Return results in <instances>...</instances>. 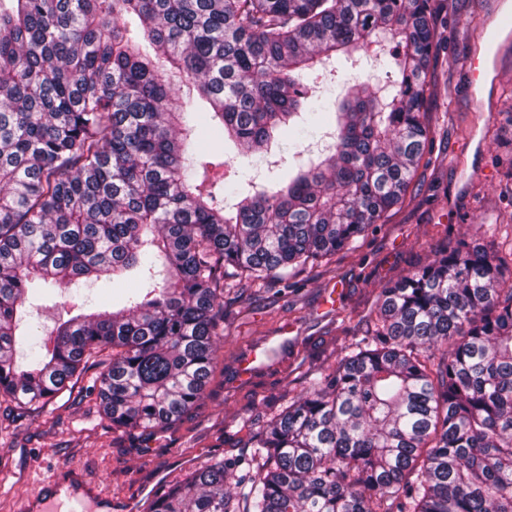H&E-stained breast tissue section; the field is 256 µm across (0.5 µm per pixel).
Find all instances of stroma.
Returning <instances> with one entry per match:
<instances>
[{
	"label": "stroma",
	"mask_w": 512,
	"mask_h": 512,
	"mask_svg": "<svg viewBox=\"0 0 512 512\" xmlns=\"http://www.w3.org/2000/svg\"><path fill=\"white\" fill-rule=\"evenodd\" d=\"M506 11L512 0H437L433 21L442 37L424 104L432 134L403 204L355 250L338 251L288 284L252 287L228 307L204 396L180 419L150 439L111 431L84 391L88 375L36 413L1 403L0 512H23L65 468L106 494L94 512H146L158 489L203 460L237 454L280 398L298 396L312 373L335 364L359 338L383 287L457 239L481 238L486 225L512 235V40L478 48L488 61L482 82L467 67L475 34L492 30ZM388 58L376 44L307 83L331 103L352 81L385 84ZM111 304V291L96 283L37 288L25 305V327L44 336L64 313ZM249 358L254 370L244 379L240 368Z\"/></svg>",
	"instance_id": "stroma-1"
}]
</instances>
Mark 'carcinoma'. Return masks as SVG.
Listing matches in <instances>:
<instances>
[{
	"mask_svg": "<svg viewBox=\"0 0 512 512\" xmlns=\"http://www.w3.org/2000/svg\"><path fill=\"white\" fill-rule=\"evenodd\" d=\"M387 37L397 78L335 103L330 154L259 186L252 157L323 113L304 79ZM432 0H0V398L86 387L112 431L202 398L224 280L286 283L402 203L430 139ZM245 165L200 150L193 115ZM225 173L212 175L215 168ZM512 248L462 238L383 289L367 333L148 512H512ZM138 286L18 346L32 287Z\"/></svg>",
	"mask_w": 512,
	"mask_h": 512,
	"instance_id": "obj_1",
	"label": "carcinoma"
}]
</instances>
